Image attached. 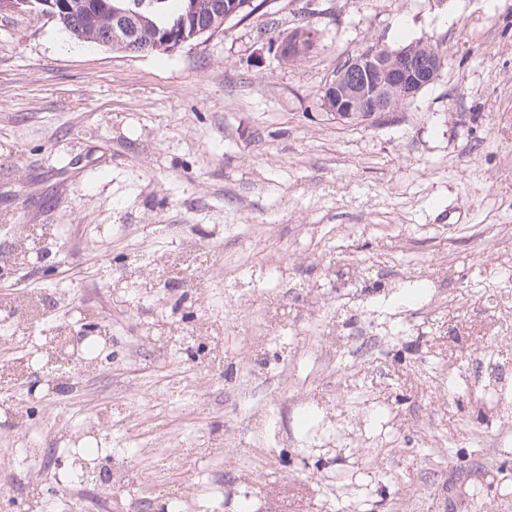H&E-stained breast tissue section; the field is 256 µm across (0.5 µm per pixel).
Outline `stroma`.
I'll return each instance as SVG.
<instances>
[{
    "label": "stroma",
    "instance_id": "stroma-1",
    "mask_svg": "<svg viewBox=\"0 0 512 512\" xmlns=\"http://www.w3.org/2000/svg\"><path fill=\"white\" fill-rule=\"evenodd\" d=\"M316 32L302 59L268 45ZM436 45L445 65L417 98L346 123L321 95L340 60L370 45ZM53 225L51 271L0 276V290H62L43 329L70 308L111 323L108 359L76 392L27 398L23 430L0 420V512H22L14 485L36 478L60 512H131L140 476L170 456L163 488L193 492L198 512H512V442L474 377L422 421L448 352L488 334L492 296L512 293V0H272L246 20L168 55H132L70 39L53 21L0 13V265L25 227ZM196 238L213 256L210 301L187 288H141L106 276L136 255ZM442 266L430 291L417 270ZM294 292L268 337L267 304ZM331 303L344 345L371 337L380 374L314 366L319 327L301 318ZM208 314L224 344L211 379L149 337L158 320L191 328ZM264 408L259 435H232ZM98 466L126 458L129 485L109 494L70 476L74 449L55 429L98 415ZM366 463L332 438L358 413ZM159 428L168 446L153 445ZM233 447H223L226 436ZM47 444L21 461L25 439ZM210 443L196 463L191 449ZM257 465L261 480L201 484Z\"/></svg>",
    "mask_w": 512,
    "mask_h": 512
}]
</instances>
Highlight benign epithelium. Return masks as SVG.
Returning <instances> with one entry per match:
<instances>
[{
	"label": "benign epithelium",
	"mask_w": 512,
	"mask_h": 512,
	"mask_svg": "<svg viewBox=\"0 0 512 512\" xmlns=\"http://www.w3.org/2000/svg\"><path fill=\"white\" fill-rule=\"evenodd\" d=\"M46 9L39 12L41 16L57 18L61 13L74 11L70 0H46ZM135 12L123 6L112 7V32L114 45L124 52L137 54L141 52L137 32L131 21ZM312 34L299 32L295 37L281 40L272 45V50L279 56L293 57L300 53L307 39ZM185 45V40L171 36L156 37L149 45L150 52L171 53ZM443 66L442 56H415L406 49L390 53L387 57H378L359 53L351 61L348 75L337 74L323 90L322 106L337 116L345 112L365 110L374 115L389 111L388 98L396 93L403 103H408L426 87L431 85ZM93 335L88 324H82L81 331L68 338L60 346V352L67 354L71 347L80 349L84 341ZM29 398L45 391L48 380L41 374L23 377Z\"/></svg>",
	"instance_id": "benign-epithelium-1"
}]
</instances>
